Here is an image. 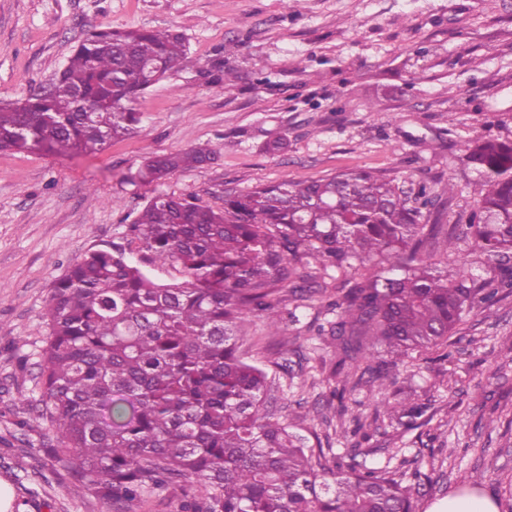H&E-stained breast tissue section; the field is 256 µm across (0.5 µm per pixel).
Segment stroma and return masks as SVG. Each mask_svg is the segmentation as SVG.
<instances>
[{"label": "stroma", "instance_id": "obj_1", "mask_svg": "<svg viewBox=\"0 0 512 512\" xmlns=\"http://www.w3.org/2000/svg\"><path fill=\"white\" fill-rule=\"evenodd\" d=\"M141 26L179 30L189 51L135 100L137 134L92 155L0 151V478L18 512H112L43 451L39 354L54 282L92 250L137 253L129 226L156 195L220 211L260 184L369 169L407 199L422 185L435 198L456 237L453 252L434 249L439 269L512 273V254L488 260L465 234L480 180L468 149L512 140V0H0V102L45 83L88 31ZM220 66L231 92L212 83ZM196 147L212 162L138 180L149 157ZM341 280L316 271L311 299L283 302L282 335L261 317L245 326L265 350L241 349L274 377L279 415L341 463L404 473L417 512L464 487L512 512V292L464 317L451 356L423 348L398 363L375 345L395 368L386 388L346 393L361 436L326 402L339 356L317 333L336 319ZM384 398L424 404L417 428L375 417Z\"/></svg>", "mask_w": 512, "mask_h": 512}]
</instances>
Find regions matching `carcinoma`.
<instances>
[{
	"label": "carcinoma",
	"instance_id": "carcinoma-1",
	"mask_svg": "<svg viewBox=\"0 0 512 512\" xmlns=\"http://www.w3.org/2000/svg\"><path fill=\"white\" fill-rule=\"evenodd\" d=\"M174 30L89 32L49 80L48 93L0 103V151L95 153L138 132L132 103L187 55ZM467 160L483 175L470 234L489 257L512 251V142L485 140ZM212 161L207 148L156 155L153 183ZM393 181L357 168L284 179L227 195L224 212L156 195L125 250L86 254L54 285L41 354L39 402L52 437L44 453L114 512L175 479L197 485L182 512H416L412 488L385 468L330 466L323 450L267 405L271 379L240 353L238 327L260 315L277 330L283 283L306 299L310 269L361 272L332 303L340 364L372 363L384 342L398 357L435 346L476 307L494 279L433 267L422 224ZM169 265L161 284L147 265Z\"/></svg>",
	"mask_w": 512,
	"mask_h": 512
}]
</instances>
